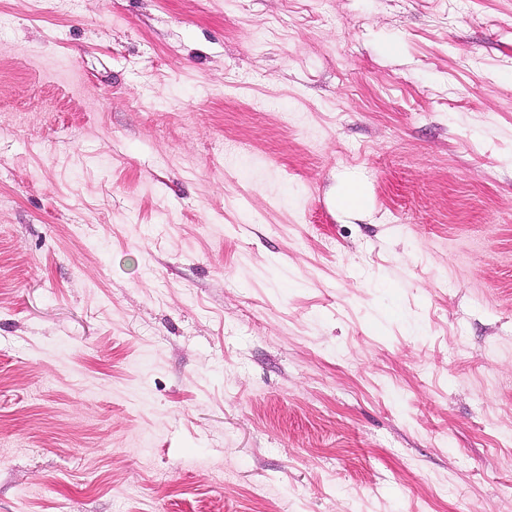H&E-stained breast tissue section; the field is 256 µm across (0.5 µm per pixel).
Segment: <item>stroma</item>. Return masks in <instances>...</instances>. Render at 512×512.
<instances>
[{"instance_id":"1","label":"stroma","mask_w":512,"mask_h":512,"mask_svg":"<svg viewBox=\"0 0 512 512\" xmlns=\"http://www.w3.org/2000/svg\"><path fill=\"white\" fill-rule=\"evenodd\" d=\"M0 512H512V0H0Z\"/></svg>"}]
</instances>
